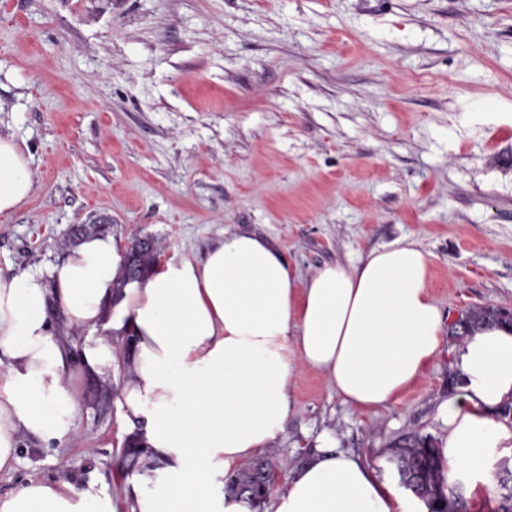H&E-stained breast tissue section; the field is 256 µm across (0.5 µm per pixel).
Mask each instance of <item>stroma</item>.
<instances>
[{"label": "stroma", "mask_w": 512, "mask_h": 512, "mask_svg": "<svg viewBox=\"0 0 512 512\" xmlns=\"http://www.w3.org/2000/svg\"><path fill=\"white\" fill-rule=\"evenodd\" d=\"M0 131L34 186L0 215V269L49 270L73 227L107 220L124 247L201 258L225 230L273 240L309 275L398 239L432 254L446 322L512 313V0H0ZM456 342L393 405L352 411L319 374L266 456L279 479L324 436L390 485V446L440 443ZM81 383L74 434L21 441L0 497L32 478L98 470L116 512L156 491L127 471L118 387ZM491 482L462 476L470 512Z\"/></svg>", "instance_id": "obj_1"}]
</instances>
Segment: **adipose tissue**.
<instances>
[{
  "mask_svg": "<svg viewBox=\"0 0 512 512\" xmlns=\"http://www.w3.org/2000/svg\"><path fill=\"white\" fill-rule=\"evenodd\" d=\"M33 190L30 155L0 133V213ZM432 256L411 238L302 276L270 239L234 230L202 260L171 259L125 274L115 238L94 235L49 272L0 270V471L18 444L72 434L84 406L74 374L112 379L123 351L120 403L139 425L127 464L158 486L129 512H250L224 477L270 448L296 404L299 370L321 374L353 410L394 403L440 352L445 318L429 280ZM63 323H56L54 310ZM466 382L439 410L446 485L487 475L512 448V327L492 324L459 351ZM0 512H115L98 471L75 481L32 479ZM274 512H417L358 456L331 446L290 469Z\"/></svg>",
  "mask_w": 512,
  "mask_h": 512,
  "instance_id": "ef3b65f1",
  "label": "adipose tissue"
}]
</instances>
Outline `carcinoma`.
<instances>
[{
  "instance_id": "carcinoma-1",
  "label": "carcinoma",
  "mask_w": 512,
  "mask_h": 512,
  "mask_svg": "<svg viewBox=\"0 0 512 512\" xmlns=\"http://www.w3.org/2000/svg\"><path fill=\"white\" fill-rule=\"evenodd\" d=\"M158 257V249L149 240H140L133 244L130 250V264L127 267L128 274H141L151 268ZM503 311L494 307L470 309L462 313L458 321L452 323L449 328L451 336L464 339L474 329L489 322L501 320ZM428 437L420 434H411L391 448L392 458L398 461L405 472L411 473L416 469L424 471L423 492L434 494L430 500L428 510L430 512H459L458 504L463 499L455 492H450V497L442 495L441 467L438 459L428 456L421 449V445ZM272 470V465L266 458H257L247 467L236 470L228 475L224 485L234 486L229 495L239 498L247 503L252 512H258L264 501L262 497V480L265 473Z\"/></svg>"
}]
</instances>
